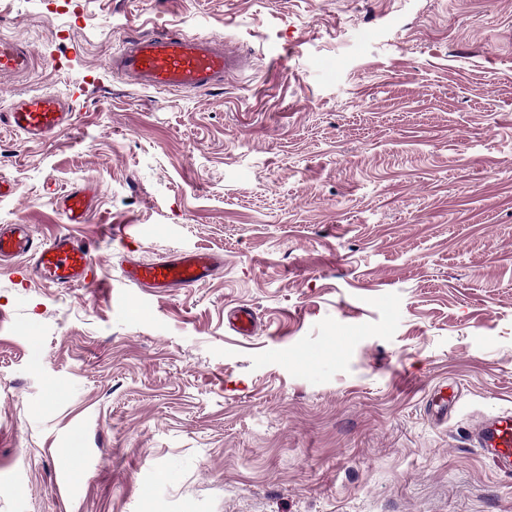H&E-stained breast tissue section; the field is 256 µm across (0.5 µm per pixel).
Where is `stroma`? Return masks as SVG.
I'll use <instances>...</instances> for the list:
<instances>
[{
    "instance_id": "stroma-1",
    "label": "stroma",
    "mask_w": 512,
    "mask_h": 512,
    "mask_svg": "<svg viewBox=\"0 0 512 512\" xmlns=\"http://www.w3.org/2000/svg\"><path fill=\"white\" fill-rule=\"evenodd\" d=\"M156 27L248 63L200 93L106 68ZM0 34L37 57L0 110L78 102L49 139L0 122V225L94 260L0 261V512H512L469 441L512 410V0H0ZM78 186L88 224L50 197ZM196 249L223 272L121 277ZM29 224H1L0 257H30L21 268L24 277L46 286L85 285L92 274L93 259L89 246L69 235L37 242ZM224 267V261L205 251H185L158 261L136 263L123 272L124 280L133 288H168L196 286Z\"/></svg>"
}]
</instances>
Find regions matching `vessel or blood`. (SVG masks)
<instances>
[{"mask_svg": "<svg viewBox=\"0 0 512 512\" xmlns=\"http://www.w3.org/2000/svg\"><path fill=\"white\" fill-rule=\"evenodd\" d=\"M33 51L14 39L0 36V75L28 73ZM238 60L227 52L222 39L179 35L169 30L125 35L109 60L111 72L122 75L146 90L208 91L237 69ZM76 107L72 100L51 92L23 96L1 114L15 131L31 139H44L68 125ZM94 192L78 187L63 193L59 205L68 223H86ZM28 258L21 273L53 287L85 285L92 274L89 246L71 236L59 235L49 241H36L29 225L0 226V257ZM224 262L205 251H185L157 261L136 263L123 272L128 285L156 291L186 288L211 278ZM472 440L496 467L512 472V414L505 412L478 424Z\"/></svg>", "mask_w": 512, "mask_h": 512, "instance_id": "1", "label": "vessel or blood"}]
</instances>
